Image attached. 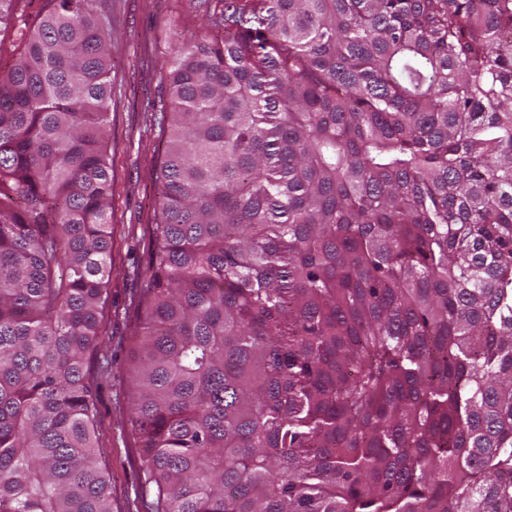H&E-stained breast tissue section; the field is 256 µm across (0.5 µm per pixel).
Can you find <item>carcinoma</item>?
Masks as SVG:
<instances>
[{"instance_id": "1", "label": "carcinoma", "mask_w": 512, "mask_h": 512, "mask_svg": "<svg viewBox=\"0 0 512 512\" xmlns=\"http://www.w3.org/2000/svg\"><path fill=\"white\" fill-rule=\"evenodd\" d=\"M94 2L50 0L0 66V512H113ZM218 2L152 105L154 512H512V0Z\"/></svg>"}]
</instances>
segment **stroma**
Wrapping results in <instances>:
<instances>
[{"label": "stroma", "instance_id": "stroma-1", "mask_svg": "<svg viewBox=\"0 0 512 512\" xmlns=\"http://www.w3.org/2000/svg\"><path fill=\"white\" fill-rule=\"evenodd\" d=\"M112 16V101L107 153L112 163V272L104 289L101 342L87 354L85 381L105 448L114 512H153L143 487L139 440L130 424L131 351L144 326L146 267L157 219L151 175L166 135L147 100L167 96V63L182 33L207 34L213 0H104Z\"/></svg>", "mask_w": 512, "mask_h": 512}]
</instances>
